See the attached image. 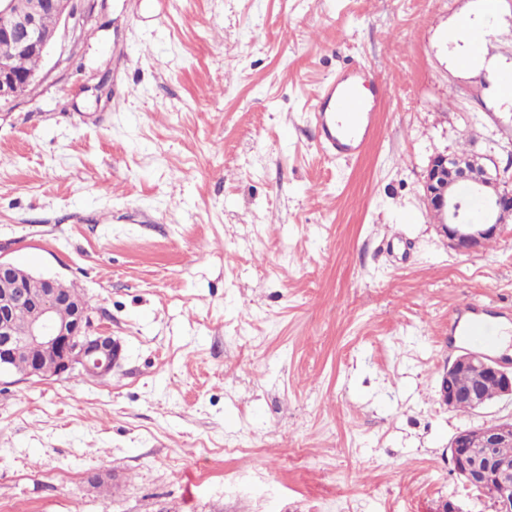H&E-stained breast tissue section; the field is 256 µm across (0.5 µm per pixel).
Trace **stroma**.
<instances>
[{
  "label": "stroma",
  "mask_w": 512,
  "mask_h": 512,
  "mask_svg": "<svg viewBox=\"0 0 512 512\" xmlns=\"http://www.w3.org/2000/svg\"><path fill=\"white\" fill-rule=\"evenodd\" d=\"M0 108V255L74 284L124 357L0 373V512H494L448 448L512 416L439 401L473 302L512 330V223L451 250L435 154L512 165V0H82ZM386 84L373 141L323 156L316 88Z\"/></svg>",
  "instance_id": "stroma-1"
}]
</instances>
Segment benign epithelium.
<instances>
[{
    "label": "benign epithelium",
    "mask_w": 512,
    "mask_h": 512,
    "mask_svg": "<svg viewBox=\"0 0 512 512\" xmlns=\"http://www.w3.org/2000/svg\"><path fill=\"white\" fill-rule=\"evenodd\" d=\"M55 13L57 27L42 24L45 12ZM81 9L76 0H30L27 9L17 8L16 0H0V42L8 43L21 54L46 58L57 44L60 27L80 21ZM36 72H18L12 59L0 56V104L9 105L23 96L37 81ZM482 173L473 191L485 202L483 220L468 219L458 194V184L472 178L473 170ZM432 216L440 224L448 247L463 253H477L485 243L512 220V178L505 179L499 168L489 169L481 158H461L438 153L430 158L423 183ZM11 275V288L0 297V371L8 369L17 344L23 342L35 350L34 366L29 376L61 378L75 372L103 379L122 359V350L112 335L92 329L91 310L76 306L71 319L57 320V311L75 301L65 297L57 278H44L37 296L30 295L20 284L28 277L17 272L14 263L0 258V275ZM33 308L28 335L19 340L12 336L9 316L16 307ZM479 368L483 375L499 384L497 399L512 401V368L485 354L466 351L448 363L440 381V399L453 409L456 395L448 392V382L458 373ZM512 441V417L500 418L475 429L458 432L449 449L454 471L465 484L480 492L493 489L496 512H512V466L496 457L492 449Z\"/></svg>",
    "instance_id": "benign-epithelium-1"
}]
</instances>
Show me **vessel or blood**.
Returning <instances> with one entry per match:
<instances>
[{
	"instance_id": "1",
	"label": "vessel or blood",
	"mask_w": 512,
	"mask_h": 512,
	"mask_svg": "<svg viewBox=\"0 0 512 512\" xmlns=\"http://www.w3.org/2000/svg\"><path fill=\"white\" fill-rule=\"evenodd\" d=\"M374 72L349 67L336 78L321 84L315 91L313 118L318 130L320 149L328 156H360L375 135L376 101L365 99L362 86L376 83ZM460 341L491 351L498 336L478 314L456 319L450 325Z\"/></svg>"
}]
</instances>
